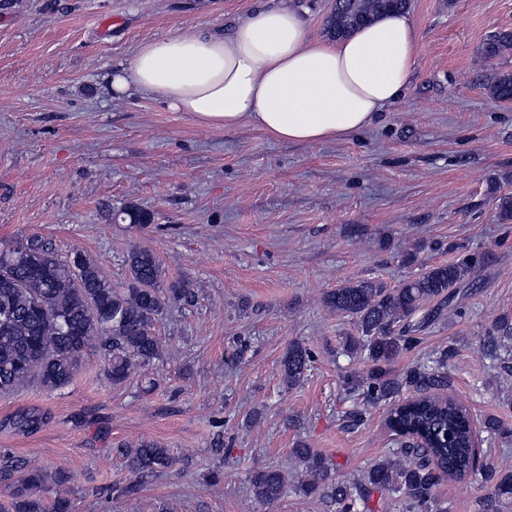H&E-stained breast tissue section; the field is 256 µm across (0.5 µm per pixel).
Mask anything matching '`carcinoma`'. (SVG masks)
<instances>
[{
	"mask_svg": "<svg viewBox=\"0 0 512 512\" xmlns=\"http://www.w3.org/2000/svg\"><path fill=\"white\" fill-rule=\"evenodd\" d=\"M410 0H333L327 33L344 37L389 11L408 7ZM512 54V30L503 29L482 44L490 63ZM492 96L512 101V71H495L488 83ZM113 222L144 228L153 223L148 211L129 204L112 213ZM126 279L112 277L87 252L74 249L62 258L38 233L0 245V393L29 384L53 391L68 386L84 353L96 345L103 351L107 375L115 386L136 370L165 355L155 324L170 303L192 297L184 281L161 286L162 265L147 248L131 250ZM469 261L441 264L391 287L376 279L349 280L323 296L330 310L354 320L360 336L353 345L369 351L370 368L352 381L364 399L389 407L388 426L402 437L391 456L372 466L364 479L351 483L336 476L325 458L310 448H293L301 467L293 488L335 502L339 512H359L372 491L388 495L390 506L403 512H434V490L443 479H469L484 490L482 512H502L512 499V470L493 459L477 462L472 448L476 426L468 408L448 393L444 367L448 352L434 365L415 364L400 373L389 368L393 357L384 351L393 337L403 351L419 332L443 318L467 279ZM312 352L295 342L282 362V381L300 385L311 367ZM411 390L416 397L399 400ZM131 474L130 493L142 481L170 469V449L150 440L119 449ZM47 475L22 473L12 487L15 512H44L33 490ZM255 499L272 505L288 493L282 470L268 466L250 474Z\"/></svg>",
	"mask_w": 512,
	"mask_h": 512,
	"instance_id": "cac0c4a2",
	"label": "carcinoma"
}]
</instances>
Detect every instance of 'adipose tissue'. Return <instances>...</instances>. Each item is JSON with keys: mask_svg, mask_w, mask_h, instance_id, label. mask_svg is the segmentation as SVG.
<instances>
[{"mask_svg": "<svg viewBox=\"0 0 512 512\" xmlns=\"http://www.w3.org/2000/svg\"><path fill=\"white\" fill-rule=\"evenodd\" d=\"M419 31L391 12L328 41L310 38L293 5H260L227 33L212 27L140 44L108 78L113 97L136 90L203 127L249 126L284 143L345 138L397 101L418 59Z\"/></svg>", "mask_w": 512, "mask_h": 512, "instance_id": "ef3b65f1", "label": "adipose tissue"}]
</instances>
